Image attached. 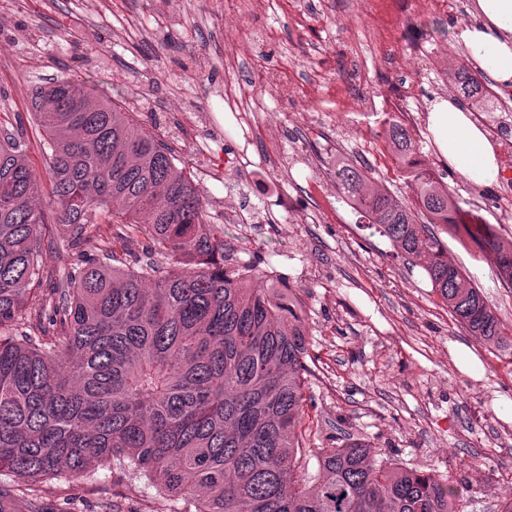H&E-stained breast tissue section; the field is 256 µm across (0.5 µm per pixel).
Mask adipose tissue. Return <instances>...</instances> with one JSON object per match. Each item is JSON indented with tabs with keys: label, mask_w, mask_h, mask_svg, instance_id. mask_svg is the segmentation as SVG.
Returning <instances> with one entry per match:
<instances>
[{
	"label": "adipose tissue",
	"mask_w": 512,
	"mask_h": 512,
	"mask_svg": "<svg viewBox=\"0 0 512 512\" xmlns=\"http://www.w3.org/2000/svg\"><path fill=\"white\" fill-rule=\"evenodd\" d=\"M480 20L463 26L458 39L479 71L499 86L512 87V0H476ZM427 130L440 155L475 186L494 183L500 170L485 131L452 98L434 99Z\"/></svg>",
	"instance_id": "adipose-tissue-1"
}]
</instances>
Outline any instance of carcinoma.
Here are the masks:
<instances>
[{"instance_id": "1", "label": "carcinoma", "mask_w": 512, "mask_h": 512, "mask_svg": "<svg viewBox=\"0 0 512 512\" xmlns=\"http://www.w3.org/2000/svg\"><path fill=\"white\" fill-rule=\"evenodd\" d=\"M472 112H512L482 73L448 62ZM60 223L63 269L42 262L49 231L33 199L23 131L0 139V512H22L36 484L94 467L144 479L194 512H461L457 484L388 463L362 443L323 448L309 475L298 428L309 336L296 291L232 263L224 229L169 148L126 109L61 79L34 87ZM414 204L373 187L338 156L342 198L386 237L469 333L509 352L496 312L448 260L433 230L493 256L512 286V239L468 224L457 193L418 166L405 124L383 129ZM117 227L92 239L91 224ZM147 239L143 255L117 250Z\"/></svg>"}]
</instances>
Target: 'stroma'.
<instances>
[{"instance_id":"1","label":"stroma","mask_w":512,"mask_h":512,"mask_svg":"<svg viewBox=\"0 0 512 512\" xmlns=\"http://www.w3.org/2000/svg\"><path fill=\"white\" fill-rule=\"evenodd\" d=\"M235 3L99 0L92 7L87 0H0V42L11 47L0 66V121L25 117L28 160L53 236L66 231L49 204L40 135L26 116L33 86L66 77L113 99L185 170L187 145L168 133L174 123L169 99L207 114L214 127L208 150L221 157L241 143L225 94L252 99L261 90L247 72L286 69L314 107L284 126L277 164L265 163L263 147L253 146L247 170H229L201 194L211 207L227 200L241 206L240 217L224 225L235 257L275 272L300 297L309 329L306 445L361 442L386 461L457 483L461 512H501L500 501L512 490V471L495 464L512 459L511 360L471 336L432 292L425 272L409 268L387 238L327 189L330 162L340 153L372 169L385 191L410 194L384 152L382 113L362 112L342 84L352 68L362 77V98L391 101L409 88L416 109L405 123L420 140L422 165L458 190L464 208L512 237V209L491 205L501 183L468 184L427 136L428 107L448 89L431 71H402L403 59L421 47L411 35L423 25L434 45L468 59L457 32L476 22L473 0H450L447 15L421 4L393 25L380 20L379 0H259L241 28L220 30L217 17ZM281 195L301 203L303 217L277 208ZM444 242L512 333V287L498 281L492 258L459 239ZM109 501L120 512H186L183 501L145 480L103 467L39 483L35 506L38 512H103Z\"/></svg>"}]
</instances>
